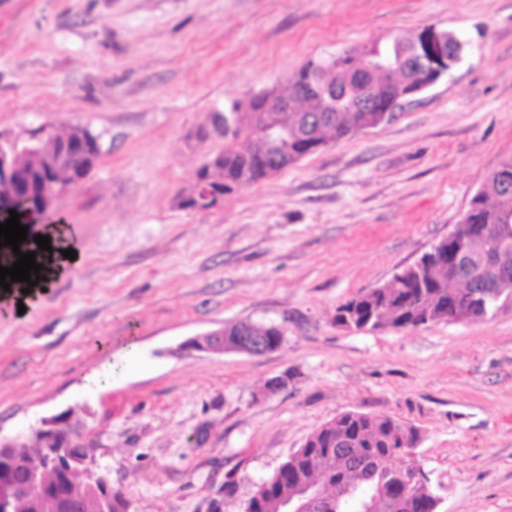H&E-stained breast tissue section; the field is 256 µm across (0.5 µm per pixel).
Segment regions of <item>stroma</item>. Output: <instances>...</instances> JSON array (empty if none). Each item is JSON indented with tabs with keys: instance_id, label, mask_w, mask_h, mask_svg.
Wrapping results in <instances>:
<instances>
[{
	"instance_id": "stroma-1",
	"label": "stroma",
	"mask_w": 512,
	"mask_h": 512,
	"mask_svg": "<svg viewBox=\"0 0 512 512\" xmlns=\"http://www.w3.org/2000/svg\"><path fill=\"white\" fill-rule=\"evenodd\" d=\"M466 45L448 76L365 129L192 210L224 148L213 113L308 58L426 27ZM100 135L53 205L78 259L0 309V433L67 413L129 512H243L346 411L416 426L437 512H512V308L349 331L336 308L447 237L512 156V0H0V140ZM248 321L261 355L186 348ZM136 345L139 369L127 371ZM199 193L204 194L208 198V200H215L214 206L224 201V195L218 193L211 195L208 189H203V183L198 182V180L195 181L189 193L185 196H198ZM205 196L200 195L198 200H192L188 203H179V206H181L182 208L190 209H209L213 206V201L208 202Z\"/></svg>"
}]
</instances>
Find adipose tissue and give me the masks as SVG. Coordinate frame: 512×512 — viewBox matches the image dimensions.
<instances>
[{"label":"adipose tissue","mask_w":512,"mask_h":512,"mask_svg":"<svg viewBox=\"0 0 512 512\" xmlns=\"http://www.w3.org/2000/svg\"><path fill=\"white\" fill-rule=\"evenodd\" d=\"M37 235L49 237L50 250L39 249L37 243L33 239H27L21 245L22 251L31 252L35 255V260L41 266L40 274L42 276L38 285L31 289H24L22 283H11L9 290L0 289V303L5 305H18L22 300L24 292H31L37 295L42 293L43 289L49 287L51 281L67 272L70 265L68 258L63 257L62 252L67 249L68 243L64 236L61 225L58 224H40L36 227Z\"/></svg>","instance_id":"1"}]
</instances>
